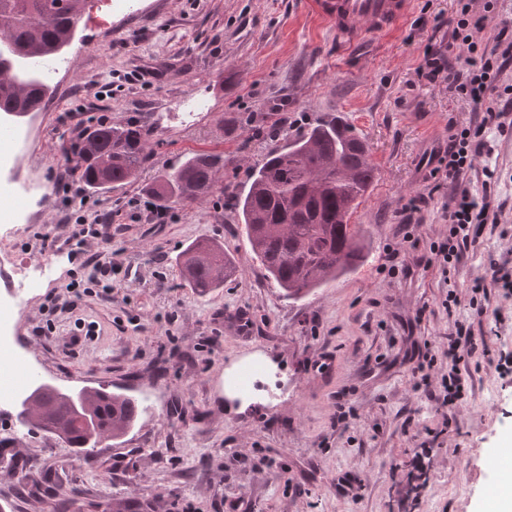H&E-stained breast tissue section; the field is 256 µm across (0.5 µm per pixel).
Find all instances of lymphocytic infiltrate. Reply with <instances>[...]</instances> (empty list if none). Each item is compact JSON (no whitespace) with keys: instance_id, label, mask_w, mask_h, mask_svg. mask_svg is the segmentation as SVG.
Masks as SVG:
<instances>
[{"instance_id":"obj_1","label":"lymphocytic infiltrate","mask_w":512,"mask_h":512,"mask_svg":"<svg viewBox=\"0 0 512 512\" xmlns=\"http://www.w3.org/2000/svg\"><path fill=\"white\" fill-rule=\"evenodd\" d=\"M475 0H457V19L448 39L428 44L418 74L432 87H448L465 97L481 111L479 124H472L451 134L446 143L438 145L432 154L445 171L450 190L448 220L454 229L455 241L438 247L435 256L441 266H448L459 259L471 244L469 230L472 225L488 223L492 204L489 196L475 198L465 178L473 166L475 157L486 148L485 134L494 128L505 131L512 127V86L499 87L497 77L512 65V19L498 18L494 22L497 34L490 51H479L471 28H481L490 22L488 15H475ZM95 225L81 224L71 231L62 242L70 255L82 257L86 271L85 284L112 291V261L99 252H88L89 239L99 237ZM479 344L470 327L457 324L448 336V382L444 386L445 402L452 403L462 397L463 385L458 363L463 355L474 354Z\"/></svg>"}]
</instances>
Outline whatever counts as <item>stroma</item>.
<instances>
[{
	"label": "stroma",
	"mask_w": 512,
	"mask_h": 512,
	"mask_svg": "<svg viewBox=\"0 0 512 512\" xmlns=\"http://www.w3.org/2000/svg\"><path fill=\"white\" fill-rule=\"evenodd\" d=\"M306 2L139 0L124 16L87 0L15 171L38 186L35 220L0 217V253L55 270L19 316L34 374L62 390L130 395L139 417L86 461L15 412L0 415V436L19 433L0 454L9 512H60L64 501L67 512H89L115 500L146 512H233V501L234 512H495L501 471L492 453L512 447V378L488 359L512 353V298L484 299L473 284L512 250V132L489 131L490 150L469 174L474 193L505 200L498 223L472 229L473 244L442 271L432 249L450 236L448 188L426 160L480 115L427 86L418 67L436 23L455 18L456 0H410L399 26L353 48L338 46ZM276 103L287 123L275 134ZM101 115L141 125L150 160L112 192L66 189L59 178L77 164L74 127ZM335 116L366 138L377 167L351 217L365 231L366 257L292 300L252 253L227 193L244 190L268 146ZM198 151L223 155L219 189L162 217L131 208L146 184ZM419 194L428 203L410 248L398 211ZM81 215L111 217L91 248L120 270L110 297L85 295L54 315L53 297L84 271L80 258L41 243ZM202 238L223 244L238 269L205 296L177 263ZM451 292L458 302L448 308ZM238 312L249 327L233 322ZM459 323L486 349L465 360L464 399L442 407L417 388L415 369L425 364L441 386ZM46 325L51 333L37 335ZM253 361L264 368L242 412L225 378ZM430 438L433 467L419 486L409 462ZM344 477L362 481L360 494L339 492Z\"/></svg>",
	"instance_id": "1"
}]
</instances>
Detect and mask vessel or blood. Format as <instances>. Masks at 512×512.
<instances>
[{"label": "vessel or blood", "instance_id": "1", "mask_svg": "<svg viewBox=\"0 0 512 512\" xmlns=\"http://www.w3.org/2000/svg\"><path fill=\"white\" fill-rule=\"evenodd\" d=\"M309 5L346 48L361 43L367 31L399 25L408 13V0H309Z\"/></svg>", "mask_w": 512, "mask_h": 512}]
</instances>
